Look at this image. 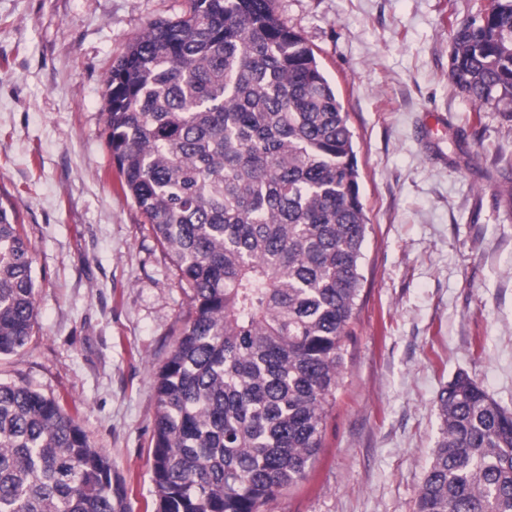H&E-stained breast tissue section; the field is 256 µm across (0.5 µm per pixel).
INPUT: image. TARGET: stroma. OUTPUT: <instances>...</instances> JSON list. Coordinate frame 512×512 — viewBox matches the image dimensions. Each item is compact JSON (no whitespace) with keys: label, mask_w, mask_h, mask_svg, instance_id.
<instances>
[{"label":"stroma","mask_w":512,"mask_h":512,"mask_svg":"<svg viewBox=\"0 0 512 512\" xmlns=\"http://www.w3.org/2000/svg\"><path fill=\"white\" fill-rule=\"evenodd\" d=\"M484 0H274L335 83L368 217L354 336L304 481L267 512H415L460 372L512 411V112L448 79L449 21ZM187 0H0V207L34 250L30 341L0 381L53 397L155 512L156 375L194 308L119 188L106 79Z\"/></svg>","instance_id":"35a3bbf8"}]
</instances>
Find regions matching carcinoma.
<instances>
[{
  "instance_id": "obj_1",
  "label": "carcinoma",
  "mask_w": 512,
  "mask_h": 512,
  "mask_svg": "<svg viewBox=\"0 0 512 512\" xmlns=\"http://www.w3.org/2000/svg\"><path fill=\"white\" fill-rule=\"evenodd\" d=\"M450 78L512 112V0L449 22ZM119 185L194 314L157 373L156 512H262L302 482L336 401L368 218L348 114L272 0H188L107 79ZM32 249L0 209V355L36 319ZM417 512H512V412L466 374L438 395ZM0 512H129L60 402L0 382Z\"/></svg>"
}]
</instances>
